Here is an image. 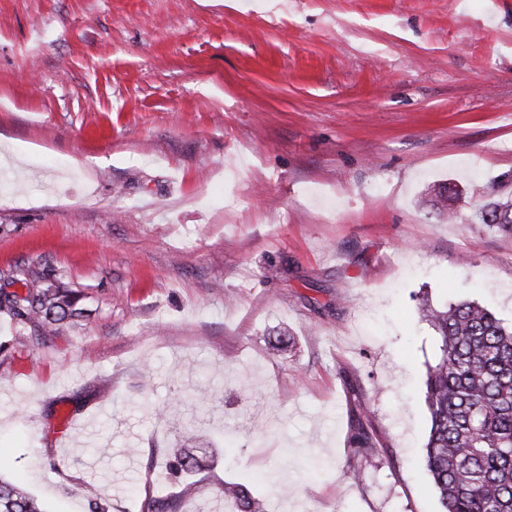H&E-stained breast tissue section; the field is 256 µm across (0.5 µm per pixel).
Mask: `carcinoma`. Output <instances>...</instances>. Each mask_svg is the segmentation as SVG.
<instances>
[{"label":"carcinoma","mask_w":512,"mask_h":512,"mask_svg":"<svg viewBox=\"0 0 512 512\" xmlns=\"http://www.w3.org/2000/svg\"><path fill=\"white\" fill-rule=\"evenodd\" d=\"M440 216L453 217L459 190L450 183L430 188ZM486 228L512 236V203L490 202L479 210ZM25 293L0 289V315L48 339L84 316L83 295L59 279L24 275L14 279ZM423 318L440 341V357L429 368L426 404L431 427L425 462L442 512H512V327L476 302L434 307L422 303ZM350 445L357 456L379 442L366 405L358 398ZM200 469L189 450L175 454V478ZM227 512H262L247 482L224 486ZM141 512H173L160 497L146 496ZM0 512H44L19 486L0 479Z\"/></svg>","instance_id":"cac0c4a2"}]
</instances>
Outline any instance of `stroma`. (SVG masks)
Segmentation results:
<instances>
[{"instance_id":"1","label":"stroma","mask_w":512,"mask_h":512,"mask_svg":"<svg viewBox=\"0 0 512 512\" xmlns=\"http://www.w3.org/2000/svg\"><path fill=\"white\" fill-rule=\"evenodd\" d=\"M2 141L0 286L64 277L86 315L0 316V476L46 512H209L227 481L440 512L421 302L512 322V236L477 217L512 199V0H0ZM433 206L439 216H448L451 219L456 213L454 205L459 201V190L450 183L434 184L429 191ZM353 396L356 417L350 437V447L353 448L355 456H366L373 453L379 445L377 432L370 420L366 405L357 398L356 394ZM200 469L199 462L194 454L187 449L177 452L169 466V474L174 478L191 476Z\"/></svg>"}]
</instances>
